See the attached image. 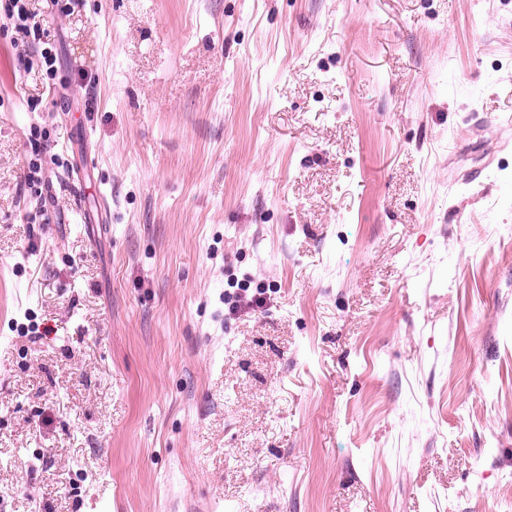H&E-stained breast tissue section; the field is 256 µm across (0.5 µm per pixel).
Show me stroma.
<instances>
[{
  "label": "stroma",
  "mask_w": 512,
  "mask_h": 512,
  "mask_svg": "<svg viewBox=\"0 0 512 512\" xmlns=\"http://www.w3.org/2000/svg\"><path fill=\"white\" fill-rule=\"evenodd\" d=\"M28 7L0 512H512V0Z\"/></svg>",
  "instance_id": "obj_1"
}]
</instances>
